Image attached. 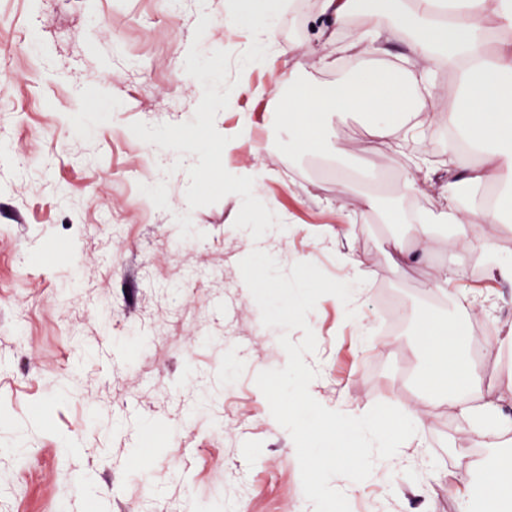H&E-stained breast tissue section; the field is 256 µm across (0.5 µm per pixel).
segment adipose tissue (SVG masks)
Here are the masks:
<instances>
[{
	"label": "adipose tissue",
	"instance_id": "obj_1",
	"mask_svg": "<svg viewBox=\"0 0 512 512\" xmlns=\"http://www.w3.org/2000/svg\"><path fill=\"white\" fill-rule=\"evenodd\" d=\"M266 0H240L237 20L255 31V54H286L287 48L272 36L264 10ZM512 31V0H392L386 12L366 19V36L355 42L354 55L392 34L405 33L410 41L411 69L392 71L375 67L352 80L328 86H308L296 74L284 83L288 95V131L307 127L324 129L333 112H359L366 116L373 138L399 142L416 136V128L404 127L398 115L410 100L406 90L414 74L431 79L436 73L457 78L458 93L449 100L440 121L453 136L448 152L455 164L448 170V218L470 224L495 221L512 196V41L490 47L488 22ZM483 153L482 166H470L463 148ZM498 187L495 197L484 195L486 184ZM458 330L443 322L425 329L419 338L423 375L433 388L453 392L457 383L465 389L456 403L462 418L496 447L505 433L500 407L485 397L472 370L461 358ZM459 512H512V455L476 462L457 480Z\"/></svg>",
	"mask_w": 512,
	"mask_h": 512
}]
</instances>
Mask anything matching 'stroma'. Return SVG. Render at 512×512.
I'll list each match as a JSON object with an SVG mask.
<instances>
[{"label": "stroma", "instance_id": "obj_1", "mask_svg": "<svg viewBox=\"0 0 512 512\" xmlns=\"http://www.w3.org/2000/svg\"><path fill=\"white\" fill-rule=\"evenodd\" d=\"M360 12L337 26L323 0H288L273 20L290 54L250 67L215 127L231 137L226 170L265 174L262 202L274 203L284 234L249 244L234 225L239 196L189 209L186 166L165 174L158 145L131 123L194 119L202 87L184 71L191 44L234 57L252 43L230 19L227 0H209L211 22L194 42L198 0H0V449L25 433V460L0 456V512H314L303 493L296 449L255 384L287 363L280 329L265 327L243 286L240 261L252 248L283 269L307 260L342 281L349 253L363 261L354 318L335 296L308 316L317 347L309 390L323 406L363 415L375 404L422 409L426 426L400 462L361 482L334 478L351 512H457L456 471L476 462L480 439L447 397L428 395L417 351L419 321L457 320L462 353L502 407L512 408V285L472 275L482 240L512 260V214L472 228L458 251L448 222V130L436 107L457 91L438 75L432 91L412 88L422 134L401 144L372 139L357 114L331 119L321 152L289 147L284 73L330 85L352 70L405 63L391 38L381 51L348 54L364 30ZM346 59L328 67L325 57ZM253 134L239 136L243 126ZM436 170L399 197L418 164ZM374 195L375 209L361 207ZM429 219L426 258L405 268L391 242L409 238L398 211ZM190 213L194 237L176 215ZM459 270L454 298L435 291L437 267ZM397 296L402 329L379 336L377 291Z\"/></svg>", "mask_w": 512, "mask_h": 512}]
</instances>
